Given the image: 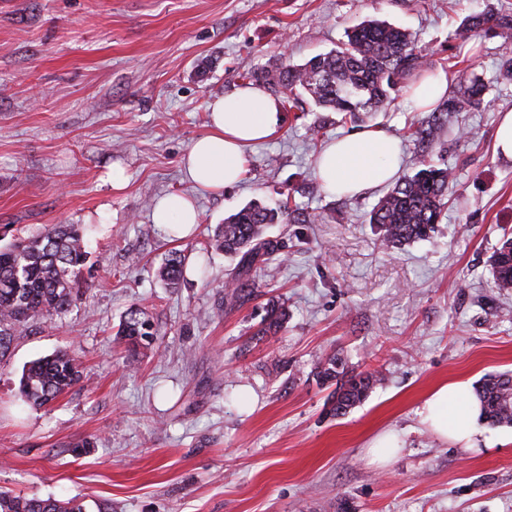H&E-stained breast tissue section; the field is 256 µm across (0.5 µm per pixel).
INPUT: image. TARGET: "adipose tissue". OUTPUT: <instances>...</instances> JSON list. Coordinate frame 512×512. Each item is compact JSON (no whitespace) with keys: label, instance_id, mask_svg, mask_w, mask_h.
<instances>
[{"label":"adipose tissue","instance_id":"1","mask_svg":"<svg viewBox=\"0 0 512 512\" xmlns=\"http://www.w3.org/2000/svg\"><path fill=\"white\" fill-rule=\"evenodd\" d=\"M208 110V130L192 142L182 165L196 187L219 191L240 180L247 148L277 132L281 104L261 85L247 84L211 100ZM402 157L398 138L369 125L331 142L315 166L328 191L357 196L391 182ZM152 219L161 229L183 239L199 224L200 215L190 199L167 195L157 201ZM420 416L436 435L465 447L475 448L486 440L481 430V405L468 382L456 381L437 389L426 399Z\"/></svg>","mask_w":512,"mask_h":512}]
</instances>
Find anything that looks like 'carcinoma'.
<instances>
[{
    "label": "carcinoma",
    "instance_id": "obj_1",
    "mask_svg": "<svg viewBox=\"0 0 512 512\" xmlns=\"http://www.w3.org/2000/svg\"><path fill=\"white\" fill-rule=\"evenodd\" d=\"M487 36L512 42V14L492 10L466 16L450 38L466 53ZM421 51L404 29L380 20H365L347 33L340 46L317 54L305 63L281 64L250 71L242 79L289 93L300 89L314 105L349 117L377 112L392 95L409 87L423 69ZM486 85L474 75L465 76L463 87L445 99L448 117L483 108ZM454 169L426 164L415 174L399 179L373 206L369 223L375 225L383 244L399 249L431 235L440 223ZM303 212L286 197L276 207L252 201L229 215L217 235L216 247L239 258L235 273L224 283L225 302L236 305L258 287L253 271L266 257L279 253L283 243L262 237L267 224L298 223ZM87 259L84 233L77 224H49L41 233L0 246V357L12 337L35 319L51 320L65 312L79 296L75 270ZM492 274L500 288H512V237H503L491 257ZM183 271L179 256L166 259L159 274L168 284ZM286 310L270 304L257 335L268 336L283 328ZM118 340L134 352L153 340L149 320L132 308L116 332ZM317 376L334 390L329 413L344 416L361 404L380 378L356 372L333 356L318 366ZM80 379L77 360L67 351L33 361L22 375V397L43 406L67 393ZM484 423L490 427L512 425V376H491L477 389ZM0 512H85L77 498H40L0 489Z\"/></svg>",
    "mask_w": 512,
    "mask_h": 512
}]
</instances>
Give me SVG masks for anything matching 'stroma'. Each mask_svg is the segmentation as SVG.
<instances>
[{"instance_id": "1", "label": "stroma", "mask_w": 512, "mask_h": 512, "mask_svg": "<svg viewBox=\"0 0 512 512\" xmlns=\"http://www.w3.org/2000/svg\"><path fill=\"white\" fill-rule=\"evenodd\" d=\"M490 9L512 0H0V240L78 224L89 241L80 297L0 358V487L76 497L86 512H336L341 497L355 512H512V426L486 428L491 447L466 448L418 415L445 384L512 375V288L488 265L512 236V159L494 149L512 110L501 39L469 62L488 106L436 139H415L429 114L406 96L366 118L401 140V174L454 166L428 239L385 249L368 222L384 188L353 199L323 188L315 155L355 127L304 93L271 140L247 149L239 184L200 192L181 166L208 129V102L242 73L303 63L368 19L410 32L458 91L448 35ZM116 167L118 193L103 182ZM172 193L196 199L192 238L169 239L152 221ZM286 197L309 222L267 226L284 257L261 266L250 301L225 305L236 261L209 239L249 202ZM173 251L184 276L169 288L158 270ZM272 299L288 321L255 340ZM133 306L157 336L131 360L115 332ZM59 350L77 358L79 383L49 405L26 403L25 367ZM335 354L382 377L340 418L316 377ZM383 432L403 446L381 465L371 443Z\"/></svg>"}]
</instances>
